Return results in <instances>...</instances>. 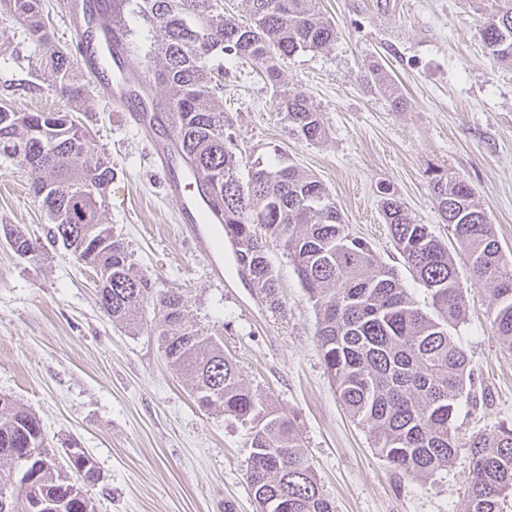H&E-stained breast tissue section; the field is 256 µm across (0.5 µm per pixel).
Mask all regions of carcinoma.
<instances>
[{
    "label": "carcinoma",
    "instance_id": "cac0c4a2",
    "mask_svg": "<svg viewBox=\"0 0 512 512\" xmlns=\"http://www.w3.org/2000/svg\"><path fill=\"white\" fill-rule=\"evenodd\" d=\"M251 31L235 22L222 0H125L160 32L149 50L152 78L168 91L174 128L172 151L195 173L210 213L236 246L238 266L270 304L279 305L278 279L268 240L279 243L316 309L317 337L326 369L350 417L366 429L376 454L411 477L448 466L462 448L473 462L467 512H504L512 492V425L464 437L455 426L461 402H476L470 359L455 331L466 301L456 260L431 226L419 223L388 187L381 208L392 240L413 279L422 287V308L398 273L362 238L347 232L323 184L288 163L256 167L247 181L224 132L222 72L210 62L227 55L261 59L292 135L320 141V112L306 95L281 88L277 61L320 51L336 41V26L322 18L317 0H247ZM15 22L38 43L51 34L44 0H8ZM486 54L512 65V0H495L483 22ZM56 87L70 111L21 112L0 107V158L27 169L45 192L52 243L93 268L105 287L100 308L132 329L146 322V309L168 361L190 377L198 404L212 395L224 412L256 423L250 437L247 483L256 512H334L314 469L300 450L291 422L272 409L241 378L224 347L189 320L179 291L156 294L137 269L124 242L103 222L106 193L115 177L111 158L96 149L73 113L90 95V82L70 54L51 50ZM366 83L392 90L379 68ZM90 182L96 191L85 195ZM442 223L464 251L469 270L491 285L488 317L501 344L512 350V262L507 260L485 211L463 178L437 176L431 186ZM74 224L88 227L80 236ZM3 236L20 255L37 246L18 228ZM33 454L44 464L17 488L12 471H0V512H96L90 488L99 480L93 458L77 445L67 455L76 480L61 474L47 448L40 420L0 396V462Z\"/></svg>",
    "mask_w": 512,
    "mask_h": 512
}]
</instances>
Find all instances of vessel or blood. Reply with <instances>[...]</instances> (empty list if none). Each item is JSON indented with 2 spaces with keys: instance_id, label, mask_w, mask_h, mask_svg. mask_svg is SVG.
<instances>
[{
  "instance_id": "vessel-or-blood-1",
  "label": "vessel or blood",
  "mask_w": 512,
  "mask_h": 512,
  "mask_svg": "<svg viewBox=\"0 0 512 512\" xmlns=\"http://www.w3.org/2000/svg\"><path fill=\"white\" fill-rule=\"evenodd\" d=\"M71 31L82 47V61L90 71L99 73L116 67L112 81L102 84L104 99L116 110L132 115L141 129H149L154 111L145 90L147 81L140 73L126 70V48L123 29L113 22L105 0H72ZM169 192L181 203V221L193 225V236L200 251H208L210 238L199 226V216L206 210L194 174L172 175Z\"/></svg>"
}]
</instances>
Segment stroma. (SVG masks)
Listing matches in <instances>:
<instances>
[{
  "label": "stroma",
  "mask_w": 512,
  "mask_h": 512,
  "mask_svg": "<svg viewBox=\"0 0 512 512\" xmlns=\"http://www.w3.org/2000/svg\"><path fill=\"white\" fill-rule=\"evenodd\" d=\"M320 12L335 23V42L281 60L279 69L283 87L320 110L321 141L289 134L262 61L220 58L226 132L242 171L292 162L315 175L349 232L370 242L414 293L419 286L384 222L379 189L390 187L458 255L430 187L435 174L453 173L472 186L512 259V67L484 51L481 0H321ZM45 56L0 0V106L68 110ZM374 66L394 94L366 86ZM90 83L77 118L115 168L105 223L156 290L188 297L191 320L292 421L336 512H466L469 453L459 451L426 478L379 458L337 398L315 308L282 247H269L281 301L274 307L242 277L231 244L210 256L195 248L149 143L105 102L98 77ZM397 95L403 105H394ZM31 182L27 170L0 159V225L20 227L39 245L21 256L0 240V395L40 419L58 461L72 441L93 457L96 512H224L228 502L235 512H256L246 478L250 424L200 407L150 326L134 331L102 312L95 271L46 245L47 220ZM214 261L222 277L211 275ZM457 268L468 301L458 336L481 397L456 421L468 435L512 423V350L493 332L488 285L471 277L465 260Z\"/></svg>",
  "instance_id": "stroma-1"
}]
</instances>
